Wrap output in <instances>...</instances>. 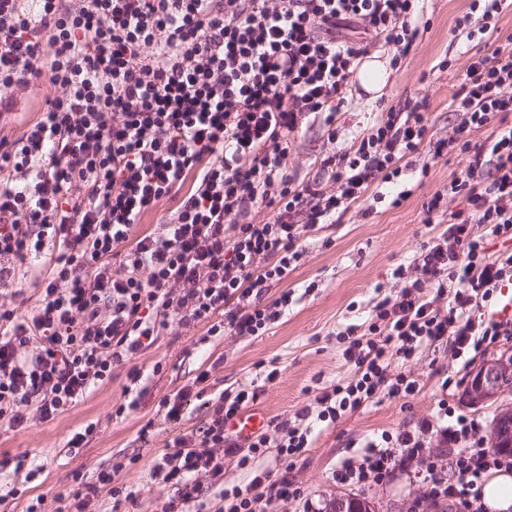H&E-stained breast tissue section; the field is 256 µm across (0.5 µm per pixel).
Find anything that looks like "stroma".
Masks as SVG:
<instances>
[{"label": "stroma", "instance_id": "stroma-1", "mask_svg": "<svg viewBox=\"0 0 512 512\" xmlns=\"http://www.w3.org/2000/svg\"><path fill=\"white\" fill-rule=\"evenodd\" d=\"M470 2L418 0L416 12L427 20L428 28L411 55L402 60L400 70L390 71L382 95L369 99L360 85H353L351 106L336 115L338 139L334 142L328 138L323 115H309L289 145L290 172L304 183L322 179L320 161L335 147H350L381 110L410 107L419 100L427 104L429 138H447L457 120L449 104L460 88L468 58L477 51L491 54L496 46L492 38L475 43L454 34L455 20L468 12ZM448 58L454 61L453 70L440 69V61ZM420 160L428 164V173H421L419 165L411 166L404 170L399 185L380 186V198L365 194L335 223L309 231L300 265L260 295L261 304L268 305L284 290L293 293L292 303L263 335L212 336L204 324L190 328L170 324L131 364L114 367L111 380L74 409L49 422L31 421L19 432L0 428V460L24 458L21 467L0 470L6 512H25L39 496L46 512H55L56 498L68 492L73 472H81L93 484L101 470L111 468L113 460L124 455L139 456L140 461L116 474L114 483L132 491L133 498L117 507L109 490L101 489L96 512H160L173 490L152 478L154 461L165 453L176 429L202 425L206 407L203 400L190 399L176 428L164 421L158 403L191 385L202 370L210 372L209 394L257 389L255 406L266 412L269 432L283 421L298 423L299 411L320 389L350 379L354 366L343 356L346 343L340 333L368 325L375 305L400 291L403 281L395 277V270L408 265L434 234L432 225L425 222V204L460 176L464 167L454 154L434 160L424 154ZM402 189L407 198L400 206H390L389 198ZM157 363L162 366L158 372L153 369ZM133 365L143 373L135 384L128 378ZM273 368L277 377L266 380ZM401 370L420 381V392L404 400L385 398L335 424L317 426L311 447L297 459L292 472L304 502L274 500L266 503V512H304L308 504L314 512H327L330 499L338 494L364 498L374 512H411L417 500L422 503L420 512H458L457 505L448 501L436 506L423 501L426 485L413 461L403 462L388 482L379 485H343L333 477L342 462L358 458L366 441L378 432L411 429L425 418L445 424L442 405L480 419L486 427L499 410L512 406V394L477 408L468 405L464 390L473 369L457 363L449 346L442 343L423 347ZM449 376L455 385L446 390L442 383ZM133 399L137 408L121 417L114 415L115 406ZM149 421L154 435L146 442L139 431ZM91 422L97 428L83 447H67L68 437Z\"/></svg>", "mask_w": 512, "mask_h": 512}]
</instances>
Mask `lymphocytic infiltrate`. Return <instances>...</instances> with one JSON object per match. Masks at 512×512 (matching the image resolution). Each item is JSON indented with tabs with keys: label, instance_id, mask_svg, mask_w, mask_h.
<instances>
[{
	"label": "lymphocytic infiltrate",
	"instance_id": "obj_1",
	"mask_svg": "<svg viewBox=\"0 0 512 512\" xmlns=\"http://www.w3.org/2000/svg\"><path fill=\"white\" fill-rule=\"evenodd\" d=\"M414 2L0 0V108L12 106L4 90H48L18 135L0 137V288L32 255L46 276L30 313L0 310V426L19 431L72 409L171 322L262 335L289 296L262 306L253 294L299 265L303 230L346 212L375 182L398 179L404 161L425 152L466 160L426 205L427 223L444 230L353 335V378L322 390L302 414L333 423L374 400L415 394L418 382L390 367L424 345L448 344L468 364L512 338L511 323L481 316L512 278V252L485 247L489 234L512 241V33L469 58L447 139L430 141L426 113L391 108L354 149L322 159L329 185L300 183L288 169L302 121L321 113L334 125L349 104L366 53L354 33L401 63L421 34ZM502 2L471 0L455 32L497 33ZM446 198L463 208L441 210ZM166 199L176 202L168 221L137 232ZM261 206L272 209L269 221H255ZM253 399L220 394L201 431L174 437L152 470L174 489L162 512H191L219 486L224 456L237 448L224 425ZM443 414L452 424L425 419L414 431L382 433L337 480L379 484L398 460L417 459L427 500L482 512L478 482L490 469L512 470V456L487 448L476 418ZM431 430L449 449L447 464L423 457ZM310 445L309 429L287 423L247 440L239 464L252 472L250 486L222 489L219 512H258L252 491L262 486L283 502L302 499L288 473ZM271 449L275 475L258 467ZM446 467L452 478L442 477Z\"/></svg>",
	"mask_w": 512,
	"mask_h": 512
}]
</instances>
